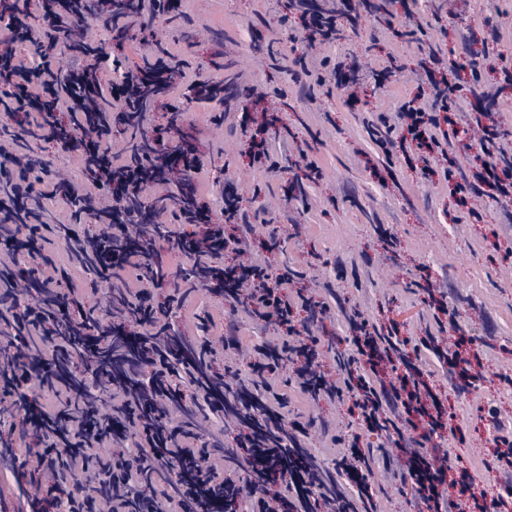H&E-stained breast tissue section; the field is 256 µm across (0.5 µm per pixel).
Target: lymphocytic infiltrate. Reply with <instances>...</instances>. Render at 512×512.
I'll list each match as a JSON object with an SVG mask.
<instances>
[{
	"mask_svg": "<svg viewBox=\"0 0 512 512\" xmlns=\"http://www.w3.org/2000/svg\"><path fill=\"white\" fill-rule=\"evenodd\" d=\"M53 11L37 0L34 27L0 18V201H19V212L0 217V243L34 242L25 253L30 292L13 265L0 262V501L17 490V512H84L87 501L104 512H358L355 497H368L371 454L359 438L348 443L340 473L357 495L330 489L303 452L306 428L286 422L285 394L255 393L257 378L293 364L290 378L314 399H352L362 429L385 433L407 459L397 476L416 493L419 512H504L498 499L480 502L469 472L452 479L455 466L425 446L446 427L448 407L407 349V340L381 335L369 321L352 322L353 354L340 357V378L320 365L325 354L309 322L330 312L326 304L285 290L292 277L262 260L245 259L254 215L234 191L213 185L210 196L180 197L202 170L200 152L183 137L184 112L167 107L152 123L156 101L141 91L143 74L123 54L124 25L112 0H61ZM310 20L305 38L333 41L353 0H336L326 12L297 0ZM179 17V39L194 38L182 0H147L137 19L141 39L153 36L165 13ZM111 32L85 51L76 42L91 27ZM24 52H17V45ZM66 65H59V53ZM438 76L422 99L398 112L396 144L423 165L439 153L442 128L451 125L455 75L436 57ZM32 73L48 88L47 102L33 106L19 75ZM242 152L251 164L274 171L269 153L273 122L251 117L242 105ZM129 131L124 157L111 158L114 115ZM77 154L75 175L60 174L54 156L31 148V139ZM480 166L456 182L460 197L488 187L493 201L512 199V155L484 130L477 143ZM57 153V154H58ZM162 187L159 196L150 187ZM93 224L80 244L68 239L67 221ZM64 249L81 274L43 264L45 252ZM182 256L172 265L171 256ZM219 297L228 319L220 344L207 341V326L190 338L174 316L189 292L182 283ZM94 295L93 305L84 298ZM262 328L278 330L291 346L259 348L257 360L228 366L224 351L238 347L239 311ZM237 429L225 444L221 423Z\"/></svg>",
	"mask_w": 512,
	"mask_h": 512,
	"instance_id": "1",
	"label": "lymphocytic infiltrate"
}]
</instances>
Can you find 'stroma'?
<instances>
[{"mask_svg":"<svg viewBox=\"0 0 512 512\" xmlns=\"http://www.w3.org/2000/svg\"><path fill=\"white\" fill-rule=\"evenodd\" d=\"M198 21L197 44L176 43L166 22L157 37L175 43L190 62L191 74L223 76L225 85H261L267 89L265 108L278 118L280 135L272 151L282 169L270 175L251 166L240 153L231 128L233 109L242 103L201 102L186 114L183 135L201 153L224 145L222 163L203 178L233 187L242 205L257 215L256 240L276 229L279 245L272 264L299 272L301 287L328 304L330 317L317 330L329 346L323 369L336 370V355L349 349L351 333L344 318L355 310L371 322L397 325L402 336L425 337L436 330L429 307L415 288L429 280L457 315L458 328L439 334L450 347L459 336L479 349L481 380L467 390L454 387L447 367L429 350L417 364L434 387L448 398L451 418L439 443L469 468L477 491L487 496L512 486V473L492 466L500 437L512 438V202L487 198L460 204L442 171L423 172L414 157L386 155L368 131L379 118H393L398 107L419 93L424 76L418 44L399 39H372L371 22L317 47L319 58L355 64L362 78L388 67L393 74L383 88L367 90L355 105L341 91L316 92L300 99L292 73L267 64L268 49L283 58L301 48L302 30L289 0H186ZM409 9L424 30L423 42L445 58L468 63L481 49L485 32L500 25L498 66L512 65V0H410ZM287 25H280V16ZM422 42V43H423ZM223 124H215V115ZM320 177H308L306 162ZM210 314L211 331L222 335L225 316L207 292L193 295L179 320L194 334L198 317ZM350 400L313 402L296 390L288 392L287 418L314 421L307 446L321 466L332 467L341 453L335 435H360L363 446L379 451L380 437L361 432L351 414ZM496 414H489V407ZM370 483L376 512H417L410 489L393 470L372 467Z\"/></svg>","mask_w":512,"mask_h":512,"instance_id":"stroma-1","label":"stroma"}]
</instances>
